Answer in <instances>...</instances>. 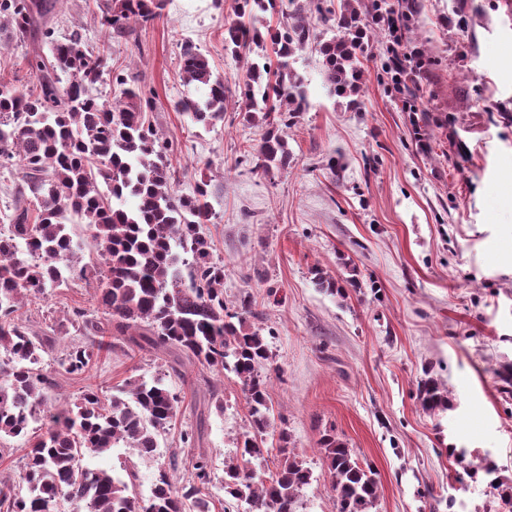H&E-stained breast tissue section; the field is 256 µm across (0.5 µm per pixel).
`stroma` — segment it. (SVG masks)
Returning <instances> with one entry per match:
<instances>
[{"label": "stroma", "mask_w": 512, "mask_h": 512, "mask_svg": "<svg viewBox=\"0 0 512 512\" xmlns=\"http://www.w3.org/2000/svg\"><path fill=\"white\" fill-rule=\"evenodd\" d=\"M480 2L481 11L455 13L449 0H422L415 45L436 64L416 80L413 112L384 68L387 32L365 47L356 109L329 95L314 47L301 51L308 107L282 128L288 167L266 174L242 160L265 127L243 122L237 102L207 128L172 106L189 93L179 65L186 38L239 92L247 62L224 49L235 0H166L160 19L111 38L99 23L104 0H49L57 38L78 30L107 44L113 72L154 92L147 118L173 146L175 190L208 184L213 218L203 233L224 262V304L250 296L247 323L261 328L275 367L274 430L259 472L275 471L287 433L313 472L304 512H334L319 445L328 430L376 471L374 512H512L490 484L496 476L512 485V380L503 375L512 366V124L488 119L512 113V17L503 0ZM69 231L80 246L74 278L19 311L34 334L60 333L43 361L51 398L165 374L179 411L158 455L137 460V492L148 496L182 453L183 431L197 427L212 467L211 512H224V462L249 424L236 377L189 360L173 372L170 354L117 346L84 375L64 374L57 359L81 340L73 310L97 311L90 233L82 223ZM316 267L335 278L357 273L363 287L344 301L327 295L313 282ZM427 377L448 392L443 414L420 406ZM452 447L466 449L469 475Z\"/></svg>", "instance_id": "35a3bbf8"}]
</instances>
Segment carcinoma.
Here are the masks:
<instances>
[{"mask_svg": "<svg viewBox=\"0 0 512 512\" xmlns=\"http://www.w3.org/2000/svg\"><path fill=\"white\" fill-rule=\"evenodd\" d=\"M289 3L282 25L265 27L262 16L276 11L277 0H236V19L224 27V50L249 59L240 112L247 123L267 125L247 151L265 173L288 164V146L273 118L284 124L308 106L304 81L293 68L296 54L317 43L331 92L356 106L370 19L388 9L387 0H343L339 11L323 7V0ZM164 7L165 0H105L100 25L119 36L160 17ZM50 8L45 0H0V31L8 39L24 43L39 24L50 49L48 56L37 49L27 56L29 69L42 74L36 85L0 80V166L19 167L17 194L28 201L0 230V440H18L23 460L19 474L0 476V512H60L64 503L71 512H186L189 501L194 512H210L211 464L202 452L172 456L146 499L136 493L134 466L111 471L82 464L87 454L117 448L154 457L178 410L164 377L129 380L109 396L92 387L62 403L48 395L55 382L42 362L56 339L31 334L17 312L24 298L69 285L76 251L68 224L76 218L87 224L101 259L95 302L104 319L74 313L70 324L87 340L58 358L61 370L85 374L108 336L131 350L174 349L209 370L233 373L250 420L235 457L224 462V495L246 503L244 512H299L312 471L293 450H279L269 478L256 474L255 464L269 452L271 355L260 330L245 327L249 304L235 311L224 306V262L214 259L200 233L213 216L206 182L189 195L174 191L169 143L144 116L153 110V97L127 86L121 74L112 77L118 99L93 95L112 71L110 57L93 53L79 33L54 37L45 23ZM420 10L418 0L401 3L405 27ZM312 11L333 37L317 39L308 21ZM179 64L184 83L205 93L179 99L175 109L215 125L228 103L224 79L213 76L208 58L189 41ZM315 283L342 297L356 287L321 273ZM419 401L432 414L448 407L432 380L421 384ZM321 445L335 512H370L378 498L375 472L336 436L326 435ZM185 464L190 477L177 488L168 472Z\"/></svg>", "mask_w": 512, "mask_h": 512, "instance_id": "obj_1", "label": "carcinoma"}]
</instances>
